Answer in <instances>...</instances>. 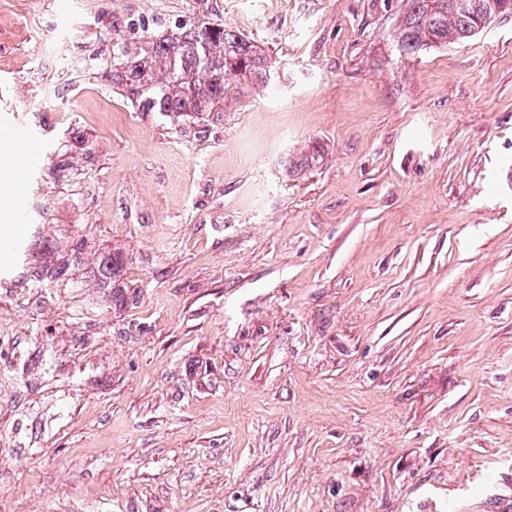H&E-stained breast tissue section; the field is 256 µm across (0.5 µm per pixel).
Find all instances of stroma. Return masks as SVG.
I'll use <instances>...</instances> for the list:
<instances>
[{"label":"stroma","mask_w":512,"mask_h":512,"mask_svg":"<svg viewBox=\"0 0 512 512\" xmlns=\"http://www.w3.org/2000/svg\"><path fill=\"white\" fill-rule=\"evenodd\" d=\"M404 8L0 0V512L512 502V16L403 58ZM198 18L271 87L113 89V23Z\"/></svg>","instance_id":"stroma-1"}]
</instances>
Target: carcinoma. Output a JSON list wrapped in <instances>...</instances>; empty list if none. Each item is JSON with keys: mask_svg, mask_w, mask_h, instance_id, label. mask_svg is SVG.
Segmentation results:
<instances>
[{"mask_svg": "<svg viewBox=\"0 0 512 512\" xmlns=\"http://www.w3.org/2000/svg\"><path fill=\"white\" fill-rule=\"evenodd\" d=\"M512 15V0H407L395 34L399 54L413 56L468 42L490 19ZM112 86L141 112L200 119L253 82L267 83L275 63L227 24L178 23L135 42L112 25Z\"/></svg>", "mask_w": 512, "mask_h": 512, "instance_id": "1", "label": "carcinoma"}]
</instances>
